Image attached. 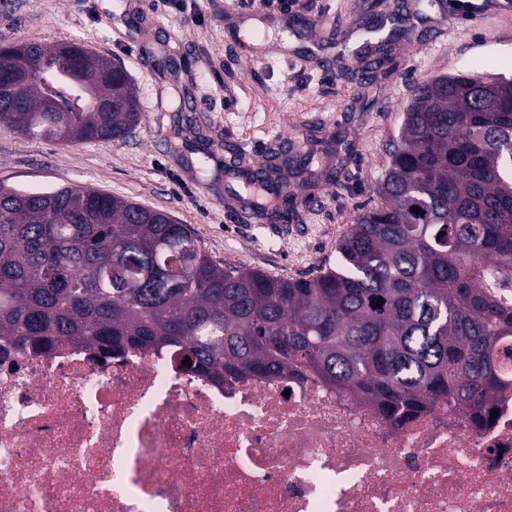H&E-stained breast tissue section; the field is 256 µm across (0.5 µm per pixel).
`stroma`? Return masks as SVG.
I'll return each mask as SVG.
<instances>
[{
    "label": "stroma",
    "instance_id": "stroma-1",
    "mask_svg": "<svg viewBox=\"0 0 512 512\" xmlns=\"http://www.w3.org/2000/svg\"><path fill=\"white\" fill-rule=\"evenodd\" d=\"M303 25L254 41L262 6L239 0H0V40L77 41L120 62L138 94L140 122L120 142L55 144L0 131V182L23 189L85 186L167 212L214 260L301 278L336 260L377 186L414 87L471 69L512 77V0H298ZM399 15L377 50L372 79L351 24ZM186 87L182 112L171 96ZM313 150L305 170L282 167L293 205L286 220L240 210L224 163L245 169L271 153Z\"/></svg>",
    "mask_w": 512,
    "mask_h": 512
}]
</instances>
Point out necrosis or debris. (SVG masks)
<instances>
[{
    "mask_svg": "<svg viewBox=\"0 0 512 512\" xmlns=\"http://www.w3.org/2000/svg\"><path fill=\"white\" fill-rule=\"evenodd\" d=\"M402 423L317 376L0 340V512H512V394Z\"/></svg>",
    "mask_w": 512,
    "mask_h": 512,
    "instance_id": "4bbe7bcc",
    "label": "necrosis or debris"
}]
</instances>
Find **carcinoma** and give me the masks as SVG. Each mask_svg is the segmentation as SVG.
Masks as SVG:
<instances>
[{
    "label": "carcinoma",
    "mask_w": 512,
    "mask_h": 512,
    "mask_svg": "<svg viewBox=\"0 0 512 512\" xmlns=\"http://www.w3.org/2000/svg\"><path fill=\"white\" fill-rule=\"evenodd\" d=\"M73 46L93 63L37 39L10 55L22 68L36 50L38 69L0 102L1 129L60 144L129 134L140 108L128 73ZM50 94L64 111H43ZM272 170L245 181L262 217L288 207ZM378 193L336 265L284 279L214 261L164 211L0 183V338L177 348L187 371L219 382L306 372L395 422L438 402L479 419L507 387L496 356L512 342V302L482 280H512V79L473 69L417 86Z\"/></svg>",
    "instance_id": "cac0c4a2"
}]
</instances>
